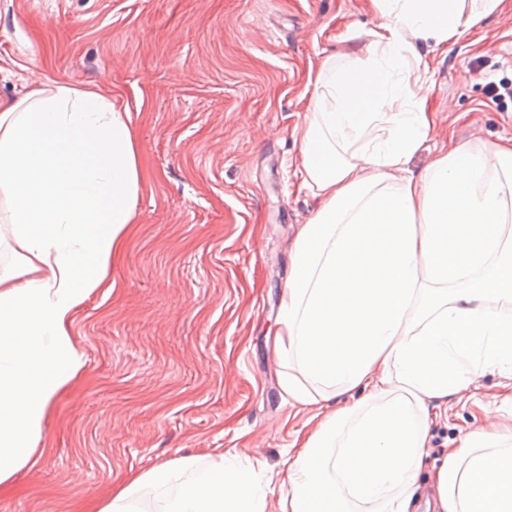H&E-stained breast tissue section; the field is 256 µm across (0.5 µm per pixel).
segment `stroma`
<instances>
[{
    "label": "stroma",
    "instance_id": "obj_1",
    "mask_svg": "<svg viewBox=\"0 0 512 512\" xmlns=\"http://www.w3.org/2000/svg\"><path fill=\"white\" fill-rule=\"evenodd\" d=\"M372 26L367 0H0V99L105 86L130 114L142 174L114 282L73 315L83 366L0 512H81L131 473L186 460L134 496L164 512L227 452L260 464L267 512H282L288 454L316 426L282 391L274 349L291 246L318 205L299 187L300 130L322 58ZM421 51L436 129L409 171L452 142L512 140V104L485 94L512 80V0ZM502 382L486 374L449 401L423 476L483 425Z\"/></svg>",
    "mask_w": 512,
    "mask_h": 512
}]
</instances>
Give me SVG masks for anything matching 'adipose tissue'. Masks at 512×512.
Segmentation results:
<instances>
[{"label": "adipose tissue", "instance_id": "obj_1", "mask_svg": "<svg viewBox=\"0 0 512 512\" xmlns=\"http://www.w3.org/2000/svg\"><path fill=\"white\" fill-rule=\"evenodd\" d=\"M365 48L328 56L301 141L318 200L290 251L275 353L302 407L333 411L288 459L282 512H512V424L462 434L422 495L429 426L480 376L512 380V142L406 168L435 125L420 43L440 47L502 0H370ZM141 174L130 116L98 87L0 101V203L22 249L0 273V486L28 463L82 363L73 313L114 274ZM352 397L339 405L341 397ZM166 464L85 512H132ZM250 460L225 455L166 512H266Z\"/></svg>", "mask_w": 512, "mask_h": 512}]
</instances>
